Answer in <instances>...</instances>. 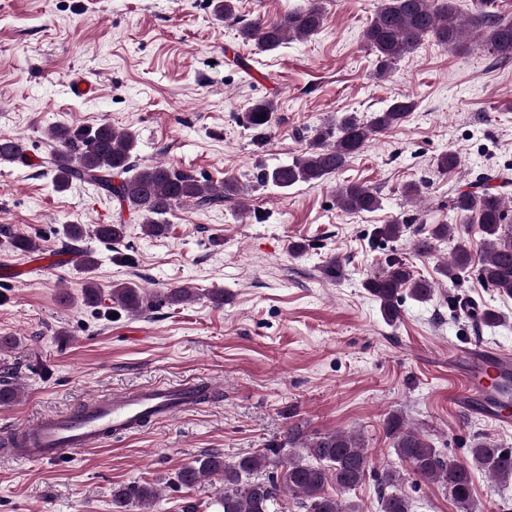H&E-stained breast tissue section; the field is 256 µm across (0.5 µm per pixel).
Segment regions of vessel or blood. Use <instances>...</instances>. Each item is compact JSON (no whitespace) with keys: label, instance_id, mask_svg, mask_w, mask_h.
I'll list each match as a JSON object with an SVG mask.
<instances>
[{"label":"vessel or blood","instance_id":"obj_1","mask_svg":"<svg viewBox=\"0 0 512 512\" xmlns=\"http://www.w3.org/2000/svg\"><path fill=\"white\" fill-rule=\"evenodd\" d=\"M452 356L465 369L454 378L450 393L455 403L470 412L488 416L498 427H512V350L478 344L454 346ZM198 385L194 382L160 383L136 391L96 398L78 410L47 414L14 430L19 447L7 449L14 461L48 462L66 452L96 448L105 439L137 430L142 419L168 420L195 406Z\"/></svg>","mask_w":512,"mask_h":512}]
</instances>
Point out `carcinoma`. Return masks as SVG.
I'll return each mask as SVG.
<instances>
[{"label":"carcinoma","mask_w":512,"mask_h":512,"mask_svg":"<svg viewBox=\"0 0 512 512\" xmlns=\"http://www.w3.org/2000/svg\"><path fill=\"white\" fill-rule=\"evenodd\" d=\"M325 23V14L317 0L284 12L273 21L255 20L243 24L238 35L262 52L278 50L293 39L317 35ZM478 31L485 45L498 59L512 60V20H504L486 3L474 15L461 19L454 0H379L370 24L363 30V41L373 50L380 73L384 74L399 60L413 54L426 38L445 48H456ZM416 110L415 100L402 95L381 112L360 118L342 112L335 119L315 128L305 152L291 163L256 174V183L286 190L297 183L323 182L343 170L373 136L400 126ZM276 105L258 100L244 113L243 122L255 145H264L276 122ZM54 182L59 190L75 183L98 187L118 206L136 215L142 230L150 237L168 233L165 216L181 204L191 203L208 211L226 203L238 211L248 209L237 185L231 180L213 181L194 171L168 162L139 166L132 161L137 138L130 131H118L108 123L97 126L56 125L51 128ZM23 159L21 142L0 137V161ZM512 179L496 171L477 177L470 189L457 194L453 210L468 224H478L484 243L477 276L501 294L512 296V219L508 197ZM340 209L349 214L373 212L381 201L368 186L350 182L336 195ZM126 225L100 224L95 235L102 241L118 244L125 238ZM455 240L449 259L441 265V275L454 283L470 269L472 252L469 238L460 224H437L426 235L413 241V249L428 254L435 242ZM437 282L414 274L404 261L394 258L365 282V289L379 304L382 318L394 324L401 317V301L409 295L418 302L429 300ZM112 305L133 314L166 304H183L194 297L190 288H168L147 294L132 282L112 284L109 292L94 282L82 290V303L98 308L102 296ZM18 388L6 376L0 380V405L18 399ZM387 437L397 457L420 479L448 490L459 512H475L471 469L485 470L497 484L512 480V450L479 439L468 450V461L445 459L429 438L411 427L398 414L384 423ZM374 476L379 488L381 512H411L412 500L399 489L396 472L373 468L362 437L354 431L334 430L306 434L300 423L288 425L282 439L261 453H248L231 462L212 452L182 466L175 485L188 492L207 477L219 476L223 487L215 491V502L223 512H275L279 500L288 496L302 512H356L355 505L327 492L336 485L350 492ZM158 491L150 484L130 483L112 489V512H142L150 509Z\"/></svg>","instance_id":"obj_1"}]
</instances>
